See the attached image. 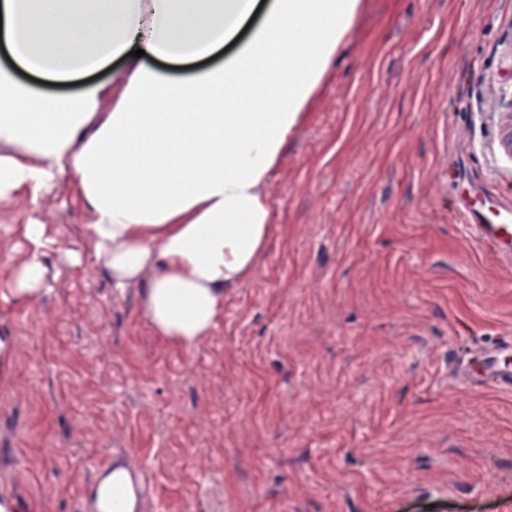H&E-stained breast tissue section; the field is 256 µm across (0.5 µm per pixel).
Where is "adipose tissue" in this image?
I'll list each match as a JSON object with an SVG mask.
<instances>
[{
	"label": "adipose tissue",
	"instance_id": "adipose-tissue-1",
	"mask_svg": "<svg viewBox=\"0 0 512 512\" xmlns=\"http://www.w3.org/2000/svg\"><path fill=\"white\" fill-rule=\"evenodd\" d=\"M364 0H0V43L29 72L67 80L115 59L125 73L48 97L0 69V202L39 208L67 176L118 291L136 288L156 331L193 348L224 294L271 241L266 187ZM247 39L238 34L244 24ZM238 40L223 63L182 78L158 69ZM13 294L37 296L53 243L23 226ZM140 481L117 465L89 487L96 512H136Z\"/></svg>",
	"mask_w": 512,
	"mask_h": 512
}]
</instances>
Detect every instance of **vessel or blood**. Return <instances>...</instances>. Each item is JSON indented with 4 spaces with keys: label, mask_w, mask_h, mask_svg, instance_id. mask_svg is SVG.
<instances>
[{
    "label": "vessel or blood",
    "mask_w": 512,
    "mask_h": 512,
    "mask_svg": "<svg viewBox=\"0 0 512 512\" xmlns=\"http://www.w3.org/2000/svg\"><path fill=\"white\" fill-rule=\"evenodd\" d=\"M462 220L495 254L512 258V208L479 195H465Z\"/></svg>",
    "instance_id": "obj_1"
}]
</instances>
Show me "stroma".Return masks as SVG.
Here are the masks:
<instances>
[{
  "mask_svg": "<svg viewBox=\"0 0 512 512\" xmlns=\"http://www.w3.org/2000/svg\"><path fill=\"white\" fill-rule=\"evenodd\" d=\"M511 73L512 0H367L268 184L269 250L191 349L113 290L72 179L0 202V496L93 512L118 463L137 512H512V391L484 370L512 368V260L452 186L512 202ZM32 215L59 246L35 299L7 288Z\"/></svg>",
  "mask_w": 512,
  "mask_h": 512,
  "instance_id": "35a3bbf8",
  "label": "stroma"
}]
</instances>
